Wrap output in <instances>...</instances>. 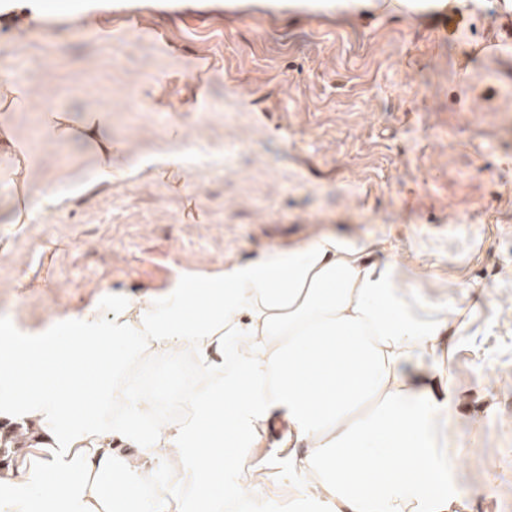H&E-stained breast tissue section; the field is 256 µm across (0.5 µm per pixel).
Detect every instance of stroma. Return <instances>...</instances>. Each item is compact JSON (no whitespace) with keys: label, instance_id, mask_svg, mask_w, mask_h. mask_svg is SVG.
Segmentation results:
<instances>
[{"label":"stroma","instance_id":"1","mask_svg":"<svg viewBox=\"0 0 512 512\" xmlns=\"http://www.w3.org/2000/svg\"><path fill=\"white\" fill-rule=\"evenodd\" d=\"M185 6L195 22L151 0L137 22L96 27L78 11L41 35L0 19V74L27 90L0 108V127L28 164L16 184L18 158L0 147V327L324 230L392 241L424 294L470 314L449 360L466 512H512V39L496 0L367 20L274 13L264 0ZM493 40L498 54L478 52ZM47 111L75 123L102 112L98 139L47 138ZM166 154L179 173L163 170ZM239 467L272 512H291L264 449Z\"/></svg>","mask_w":512,"mask_h":512}]
</instances>
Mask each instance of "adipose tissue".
Masks as SVG:
<instances>
[{"label":"adipose tissue","instance_id":"1","mask_svg":"<svg viewBox=\"0 0 512 512\" xmlns=\"http://www.w3.org/2000/svg\"><path fill=\"white\" fill-rule=\"evenodd\" d=\"M480 0H288L354 18L477 7ZM386 260L374 259V252ZM66 360L45 370L54 333ZM447 302L409 285L384 240L323 232L248 263L117 295L0 341V423L25 445L0 465V512H265L239 478L244 449L281 429L271 465L295 512H463L445 448L456 392ZM187 369L148 386L146 365Z\"/></svg>","mask_w":512,"mask_h":512}]
</instances>
